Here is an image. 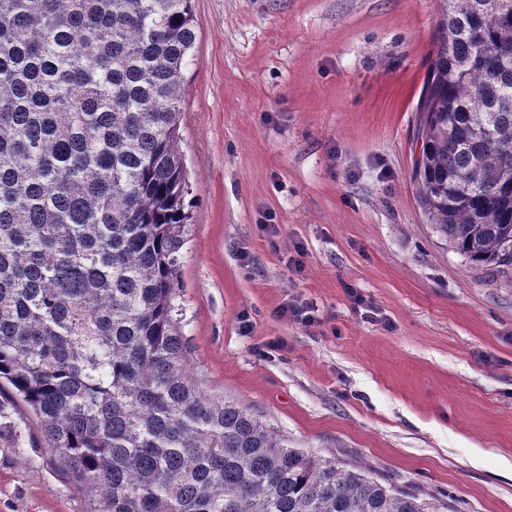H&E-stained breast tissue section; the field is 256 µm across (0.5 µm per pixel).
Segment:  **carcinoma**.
<instances>
[{"label": "carcinoma", "mask_w": 512, "mask_h": 512, "mask_svg": "<svg viewBox=\"0 0 512 512\" xmlns=\"http://www.w3.org/2000/svg\"><path fill=\"white\" fill-rule=\"evenodd\" d=\"M413 178L512 273V6L439 0ZM193 0H0V391L88 512H440L205 390L174 318Z\"/></svg>", "instance_id": "carcinoma-1"}]
</instances>
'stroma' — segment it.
<instances>
[{"instance_id": "stroma-1", "label": "stroma", "mask_w": 512, "mask_h": 512, "mask_svg": "<svg viewBox=\"0 0 512 512\" xmlns=\"http://www.w3.org/2000/svg\"><path fill=\"white\" fill-rule=\"evenodd\" d=\"M437 9L194 0L176 317L192 373L289 446L512 512V280L449 247L413 179ZM4 423L0 512H87L23 403Z\"/></svg>"}]
</instances>
